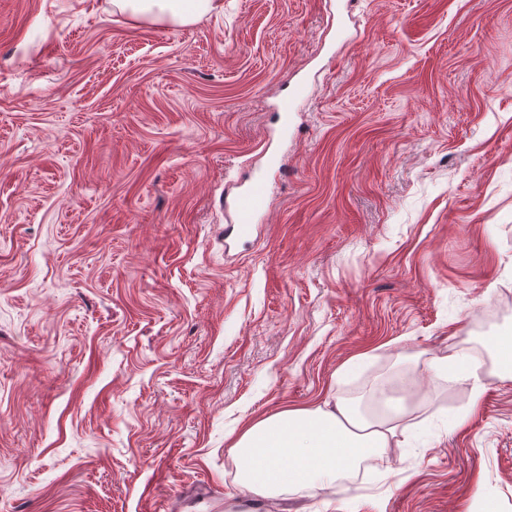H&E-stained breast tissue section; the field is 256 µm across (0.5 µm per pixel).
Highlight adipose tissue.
Returning <instances> with one entry per match:
<instances>
[{"instance_id": "obj_1", "label": "adipose tissue", "mask_w": 512, "mask_h": 512, "mask_svg": "<svg viewBox=\"0 0 512 512\" xmlns=\"http://www.w3.org/2000/svg\"><path fill=\"white\" fill-rule=\"evenodd\" d=\"M137 18L186 25L220 7V0H113ZM404 400L380 396L372 414L358 404L337 402L281 411L248 426L234 444L239 485L264 497L288 487L331 484L356 464L371 462L392 447Z\"/></svg>"}]
</instances>
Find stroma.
I'll return each instance as SVG.
<instances>
[{
	"instance_id": "35a3bbf8",
	"label": "stroma",
	"mask_w": 512,
	"mask_h": 512,
	"mask_svg": "<svg viewBox=\"0 0 512 512\" xmlns=\"http://www.w3.org/2000/svg\"><path fill=\"white\" fill-rule=\"evenodd\" d=\"M223 2L0 0V512H512V0ZM380 388L400 447L240 488L247 423ZM112 4L136 18L186 25L220 8V0H113ZM267 206V186L263 178L254 179L235 202L237 212L236 229L241 239L253 233V219Z\"/></svg>"
}]
</instances>
